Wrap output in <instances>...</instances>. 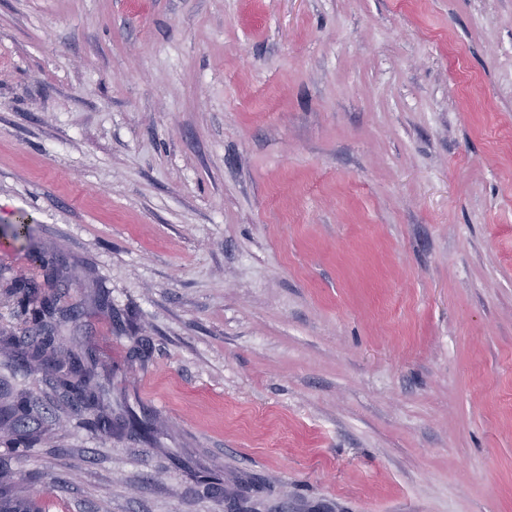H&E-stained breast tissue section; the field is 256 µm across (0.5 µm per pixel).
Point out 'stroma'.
<instances>
[{
	"mask_svg": "<svg viewBox=\"0 0 512 512\" xmlns=\"http://www.w3.org/2000/svg\"><path fill=\"white\" fill-rule=\"evenodd\" d=\"M3 245L10 495L512 512V0H0ZM56 337L41 341L30 354L26 364L50 365L59 372L60 385L73 397L83 402L86 408L93 410L91 424L102 434L112 436V414L95 411L98 395L95 391L97 362L88 352L69 351L65 358L59 359L53 347Z\"/></svg>",
	"mask_w": 512,
	"mask_h": 512,
	"instance_id": "obj_1",
	"label": "stroma"
}]
</instances>
